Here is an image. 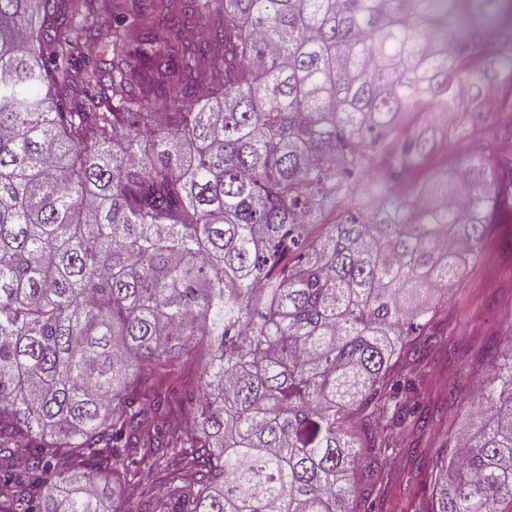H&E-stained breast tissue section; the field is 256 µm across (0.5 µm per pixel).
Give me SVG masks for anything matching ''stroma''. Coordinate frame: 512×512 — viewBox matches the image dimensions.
I'll list each match as a JSON object with an SVG mask.
<instances>
[{
  "mask_svg": "<svg viewBox=\"0 0 512 512\" xmlns=\"http://www.w3.org/2000/svg\"><path fill=\"white\" fill-rule=\"evenodd\" d=\"M511 234L504 224L485 241L483 259L439 304L423 360L406 368L429 419L420 430H394L390 449L377 457V475L359 478L358 492L380 501L383 512H429V475L450 435L474 426L475 383L489 353L512 360V252L502 245ZM453 387L460 393L452 402Z\"/></svg>",
  "mask_w": 512,
  "mask_h": 512,
  "instance_id": "obj_1",
  "label": "stroma"
}]
</instances>
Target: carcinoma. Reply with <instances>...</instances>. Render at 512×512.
Returning a JSON list of instances; mask_svg holds the SVG:
<instances>
[{
	"label": "carcinoma",
	"mask_w": 512,
	"mask_h": 512,
	"mask_svg": "<svg viewBox=\"0 0 512 512\" xmlns=\"http://www.w3.org/2000/svg\"><path fill=\"white\" fill-rule=\"evenodd\" d=\"M112 2L0 0V512H105L144 464L176 494L138 512H372L360 443L427 423L414 299L512 215V0H131L104 33ZM450 141L451 191L418 178ZM480 390L430 512H512V365Z\"/></svg>",
	"instance_id": "carcinoma-1"
}]
</instances>
